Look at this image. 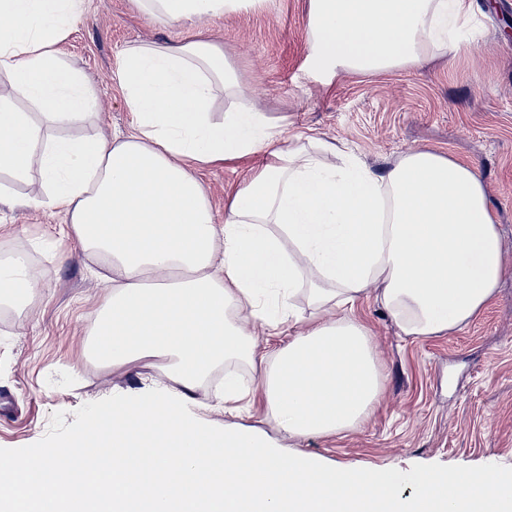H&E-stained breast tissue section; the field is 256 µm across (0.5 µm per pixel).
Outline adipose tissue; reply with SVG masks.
I'll list each match as a JSON object with an SVG mask.
<instances>
[{"label":"adipose tissue","mask_w":512,"mask_h":512,"mask_svg":"<svg viewBox=\"0 0 512 512\" xmlns=\"http://www.w3.org/2000/svg\"><path fill=\"white\" fill-rule=\"evenodd\" d=\"M256 0H135L168 22L197 24ZM86 0H0V75L55 126L81 121L97 99L60 56ZM471 0H310L312 60L331 72L386 73L457 48ZM115 78L131 130L83 140L50 136L0 97V205L65 213L83 253L103 259L108 294L95 354L108 364L159 356L186 389L216 366L254 358L257 327L294 328L263 374L264 406L289 438L340 435L375 411L382 379L368 327L369 295L415 338L460 329L493 297L502 242L482 181L452 157L414 149L375 172L325 143L281 146L265 113L211 43L139 42ZM231 101L211 117L217 93ZM266 152L215 223L199 167ZM310 277V317L267 304ZM39 283L29 263L0 264V299Z\"/></svg>","instance_id":"adipose-tissue-1"}]
</instances>
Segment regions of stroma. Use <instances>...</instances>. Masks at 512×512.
<instances>
[{
    "instance_id": "stroma-1",
    "label": "stroma",
    "mask_w": 512,
    "mask_h": 512,
    "mask_svg": "<svg viewBox=\"0 0 512 512\" xmlns=\"http://www.w3.org/2000/svg\"><path fill=\"white\" fill-rule=\"evenodd\" d=\"M467 41L444 57L383 74L338 75L309 61V0H265L198 25L167 24L134 0H89L60 48L94 90L98 110L56 136L127 130L129 109L116 79L119 51L155 40H209L253 88L251 106L280 124L286 144L318 139L353 150L375 170L423 147L470 166L485 186L502 241L504 274L488 305L462 329L412 338L362 298L383 389L377 410L341 436H309L298 447L327 465L410 468L416 464L512 467V0H477ZM264 154L211 165L198 176L215 223ZM23 256L42 275L26 301L0 302V447L41 439L55 412L73 423L82 405L167 385L166 362L108 365L89 344L106 289L88 270L97 259L73 240L64 213L0 206V260ZM246 394L224 398V374ZM263 383L248 360L229 362L189 391L202 422L233 426L278 446L289 440L263 406Z\"/></svg>"
}]
</instances>
